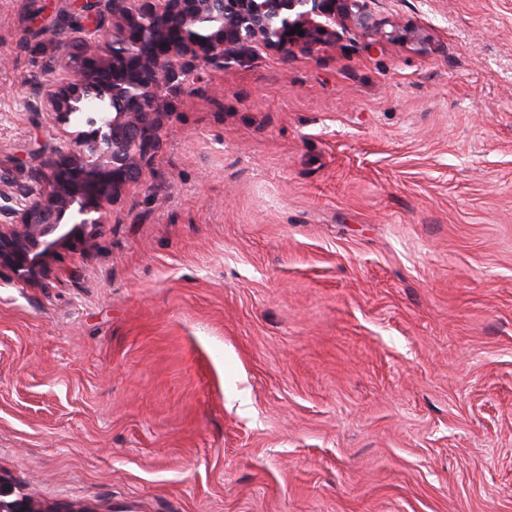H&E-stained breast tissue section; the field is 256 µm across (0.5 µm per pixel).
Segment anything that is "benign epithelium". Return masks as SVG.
<instances>
[{
	"label": "benign epithelium",
	"mask_w": 512,
	"mask_h": 512,
	"mask_svg": "<svg viewBox=\"0 0 512 512\" xmlns=\"http://www.w3.org/2000/svg\"><path fill=\"white\" fill-rule=\"evenodd\" d=\"M83 0L89 26L51 79L35 85L28 107L54 123L85 108L90 130L58 149L21 208L0 207V275L39 282L57 249L84 250L88 228L104 223L102 203L121 194L148 164L160 140L162 93L190 57L222 68L253 43L288 55L311 50L336 29L324 17L382 38L367 0ZM300 26L304 34L291 33ZM72 223L65 224V216ZM0 512H51L29 499L6 501Z\"/></svg>",
	"instance_id": "7a95c632"
}]
</instances>
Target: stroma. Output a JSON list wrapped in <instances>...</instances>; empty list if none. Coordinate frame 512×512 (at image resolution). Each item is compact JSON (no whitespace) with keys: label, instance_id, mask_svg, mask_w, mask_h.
<instances>
[{"label":"stroma","instance_id":"35a3bbf8","mask_svg":"<svg viewBox=\"0 0 512 512\" xmlns=\"http://www.w3.org/2000/svg\"><path fill=\"white\" fill-rule=\"evenodd\" d=\"M189 62L87 249L0 278V485L52 512H512V0ZM79 0H0V205Z\"/></svg>","mask_w":512,"mask_h":512}]
</instances>
